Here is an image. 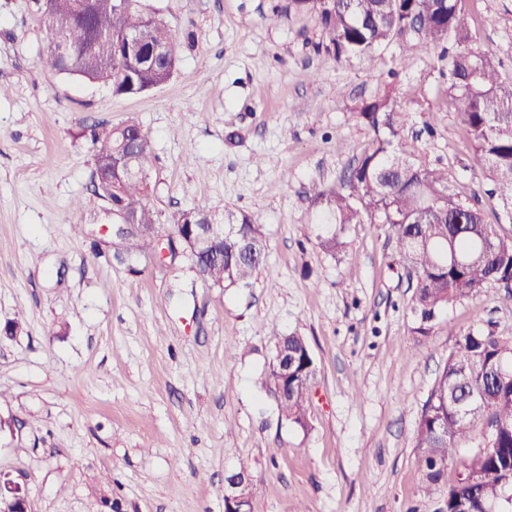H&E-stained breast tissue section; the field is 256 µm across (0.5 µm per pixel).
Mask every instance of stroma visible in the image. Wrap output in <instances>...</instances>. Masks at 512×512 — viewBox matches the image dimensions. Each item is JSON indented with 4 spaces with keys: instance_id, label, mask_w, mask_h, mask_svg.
Masks as SVG:
<instances>
[{
    "instance_id": "1",
    "label": "stroma",
    "mask_w": 512,
    "mask_h": 512,
    "mask_svg": "<svg viewBox=\"0 0 512 512\" xmlns=\"http://www.w3.org/2000/svg\"><path fill=\"white\" fill-rule=\"evenodd\" d=\"M473 44L512 83V0H463ZM177 37L171 79L137 97L40 66L34 0H0V475L31 512H224V480H251L252 512H433L413 436L459 336H512L504 289L450 304L416 336L414 287L380 224L316 245L311 199L339 186L391 95L420 160L512 236L440 76L416 39L336 62L288 0H139ZM279 23L266 22L273 11ZM134 121L150 135L147 199L162 227L206 207L259 218L251 287L204 281L187 256L112 258L83 129ZM240 135L230 144V132ZM19 323L16 332L5 327ZM312 350L309 431L259 381L277 337Z\"/></svg>"
}]
</instances>
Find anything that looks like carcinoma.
<instances>
[{"label":"carcinoma","instance_id":"1","mask_svg":"<svg viewBox=\"0 0 512 512\" xmlns=\"http://www.w3.org/2000/svg\"><path fill=\"white\" fill-rule=\"evenodd\" d=\"M43 26L68 42L70 53L46 51L40 63L52 70L106 86L115 95L149 92L172 76L176 38L168 23L146 16L121 0H93L90 13L73 9L74 0H35ZM297 12L313 15L327 34V50L336 61L371 59L382 47L411 37L426 50L447 55L448 95L457 117L481 160V175L492 185L505 212L512 211V83L500 81L499 61L490 50L471 46V22L462 0H290ZM136 35L167 51L153 63L128 52ZM359 117L372 137L340 188L319 193L314 203L318 248L331 256L345 246L336 228L348 224H383L395 241L398 263L413 272V332L428 337L440 313L454 301L477 296L491 285L512 296V237L500 235L483 212L452 192L448 173L415 158L414 145L401 134V113L388 95L361 105ZM136 122L87 128L94 158L93 182L107 197L114 174L101 161L134 150L139 172L124 175L113 207L138 224H156L146 201L147 165L154 145L147 133L127 137ZM236 225L224 239V251L200 264L198 274L218 288H245L264 264L266 237L258 218L224 216ZM152 232H130L112 240L113 255L135 261L155 248ZM288 353L292 368L282 385L279 360L273 359L261 387L293 426L306 431L307 402L315 374L307 340L296 333L280 336L275 354ZM479 443L459 455V443L471 436ZM426 489L442 496L444 512L457 504L468 512H485L512 492V336L477 329L459 337L448 355L437 386L427 399L413 438ZM455 481L446 486L448 465Z\"/></svg>","mask_w":512,"mask_h":512}]
</instances>
